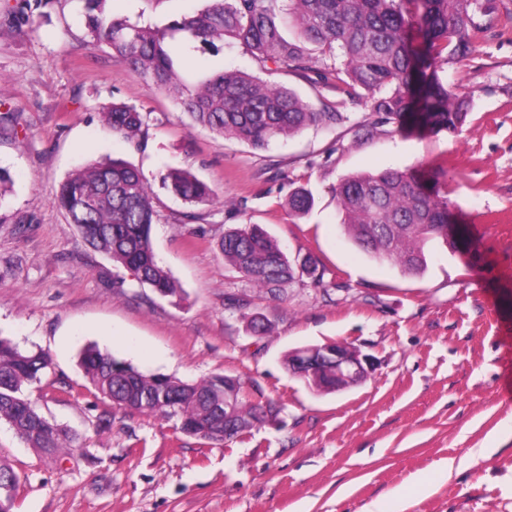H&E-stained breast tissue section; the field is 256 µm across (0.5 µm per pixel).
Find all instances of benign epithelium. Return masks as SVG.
<instances>
[{"instance_id": "obj_1", "label": "benign epithelium", "mask_w": 512, "mask_h": 512, "mask_svg": "<svg viewBox=\"0 0 512 512\" xmlns=\"http://www.w3.org/2000/svg\"><path fill=\"white\" fill-rule=\"evenodd\" d=\"M293 366L301 376L325 374L364 381L373 371L371 356L340 342L298 348L291 352Z\"/></svg>"}]
</instances>
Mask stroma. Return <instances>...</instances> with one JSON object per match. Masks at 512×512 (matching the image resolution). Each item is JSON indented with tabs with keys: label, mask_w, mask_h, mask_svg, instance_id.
<instances>
[{
	"label": "stroma",
	"mask_w": 512,
	"mask_h": 512,
	"mask_svg": "<svg viewBox=\"0 0 512 512\" xmlns=\"http://www.w3.org/2000/svg\"><path fill=\"white\" fill-rule=\"evenodd\" d=\"M0 0V337L47 353L52 366L27 389L40 412L74 437L46 456L0 422V459L20 479L15 512H376L395 494L400 512H512V0H480L483 30L441 76L469 103L459 132H393L365 139V95L328 76L262 71L237 44L218 55L188 49L187 79L206 67L243 68L295 90L316 111L347 119L307 128L263 151L191 127L178 101L148 87L87 35L82 0H53L16 28ZM204 0H112L131 21L166 24ZM146 113L137 151L107 130L100 107ZM105 156L137 167L154 193L157 260L180 297L112 285L116 269L85 246L56 202L78 165ZM399 167L445 169L442 191L476 247L436 241L423 274L371 260L345 235L334 187L341 177ZM195 175L213 202L189 204L160 177ZM304 186L315 204L291 214ZM33 214L37 223H21ZM259 224L288 253H312L335 281L257 297L225 266V228ZM271 322L251 333L231 297ZM339 341L372 355L359 386L319 393L291 376L289 350ZM89 345L142 372L197 381L239 378L276 408L243 439L220 444L174 433L173 421L113 407L84 388ZM82 392L66 401L62 389Z\"/></svg>",
	"instance_id": "stroma-1"
}]
</instances>
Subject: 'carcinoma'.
<instances>
[{"mask_svg":"<svg viewBox=\"0 0 512 512\" xmlns=\"http://www.w3.org/2000/svg\"><path fill=\"white\" fill-rule=\"evenodd\" d=\"M90 42L108 49L112 58L137 74L155 91L180 99L191 126L239 139L263 150L271 142L308 127H332L344 120L336 110L317 112L294 91L240 69L214 72L194 85L182 76L176 45L218 48L229 40L262 64L318 73L330 56L329 75L336 83L369 98L376 119L358 125L372 138L386 126L410 123L436 131L456 132L467 112L463 98L445 84L439 68L450 57L475 49L482 27L475 21L478 0H205L190 15L163 27L132 23L111 12L109 0H84ZM52 0H18L9 10L21 26L30 13ZM299 33L288 36V22ZM417 25L421 42L412 46L409 29ZM112 134L136 148L145 145L147 117L135 106H102ZM162 185L187 203L210 200L211 189L192 174L169 169ZM341 225L367 256L403 273L426 269V248L448 242V195L429 193L407 169L384 168L349 175L336 185ZM57 203L83 242L128 271L140 286L162 296L178 297L170 273L155 256L151 239L156 212L151 188L132 164L120 159L90 161L69 175ZM312 194L297 188L288 196L296 216L308 213ZM224 264L250 281L258 295L274 297L286 287L309 280L327 289L325 269L306 255L300 269L279 242L258 224L229 228L217 241ZM80 364L94 390L112 405L164 418H177L178 434L209 442L233 441L272 415L259 389L239 384V393L224 406V376L190 383L173 376L147 375L95 346L84 349ZM51 368L40 351H24L0 339V421L18 438L43 454L67 447L65 430L42 415L26 390ZM19 490L13 466L0 461V512H12Z\"/></svg>","mask_w":512,"mask_h":512,"instance_id":"carcinoma-1","label":"carcinoma"}]
</instances>
